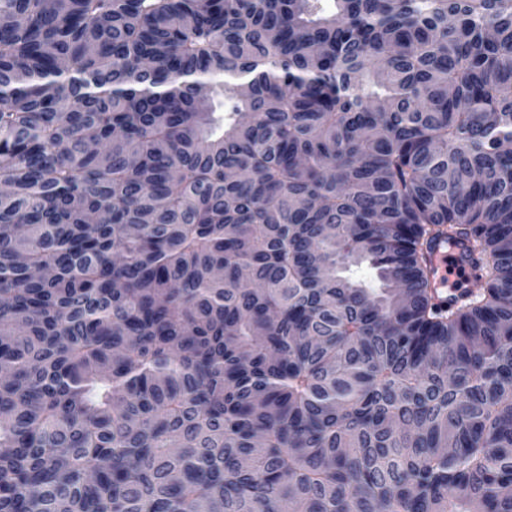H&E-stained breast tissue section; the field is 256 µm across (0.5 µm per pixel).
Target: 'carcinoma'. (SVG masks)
<instances>
[{
	"instance_id": "cac0c4a2",
	"label": "carcinoma",
	"mask_w": 512,
	"mask_h": 512,
	"mask_svg": "<svg viewBox=\"0 0 512 512\" xmlns=\"http://www.w3.org/2000/svg\"><path fill=\"white\" fill-rule=\"evenodd\" d=\"M0 184V512H512V0H0ZM459 252V251H458ZM458 252L453 255V257L447 253V251H441L440 248H437L434 254V265L437 269H441L442 276L446 277V271H447V263L446 259L447 256L452 258V263L448 264V276L450 275L451 271L454 270L452 273V276L448 282V276L444 279V287L446 290L448 288H466L471 286L470 284V277H468V272L463 270H457L458 268H464L466 266V263L461 262L459 260Z\"/></svg>"
}]
</instances>
